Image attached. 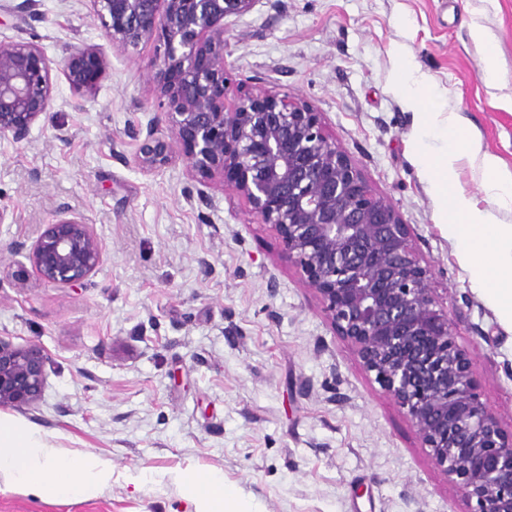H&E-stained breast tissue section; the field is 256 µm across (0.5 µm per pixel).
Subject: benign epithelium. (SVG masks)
<instances>
[{
	"mask_svg": "<svg viewBox=\"0 0 512 512\" xmlns=\"http://www.w3.org/2000/svg\"><path fill=\"white\" fill-rule=\"evenodd\" d=\"M91 2L114 49L162 38L146 81L167 110L131 131L137 168L152 174L179 156L201 185L188 201L208 204L207 188L218 182L244 197L258 222L279 231L338 335L404 410L470 512H512V434L475 390L472 359L433 295L410 225L324 134L313 105L261 82L244 92L226 84V35L260 0ZM55 68L84 97L107 58L80 48L56 64L32 42L0 46V136L23 141L47 116ZM13 251L26 252L37 280L57 288L84 285L104 257L92 225L76 217L45 225ZM45 366L39 346L0 339V408L35 404Z\"/></svg>",
	"mask_w": 512,
	"mask_h": 512,
	"instance_id": "7a95c632",
	"label": "benign epithelium"
}]
</instances>
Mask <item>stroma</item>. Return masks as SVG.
Masks as SVG:
<instances>
[{
  "label": "stroma",
  "instance_id": "stroma-1",
  "mask_svg": "<svg viewBox=\"0 0 512 512\" xmlns=\"http://www.w3.org/2000/svg\"><path fill=\"white\" fill-rule=\"evenodd\" d=\"M480 19L489 45L467 33ZM38 44L54 61L96 47V90L76 98L53 72L51 120L0 137V339L44 352L46 388L12 416L60 453L112 464L98 497L42 501L14 488L0 512H195L180 474L222 471L259 512H470L399 405L366 373L302 281L274 226L248 201L197 183L182 160L147 175L129 132L158 101L144 79L154 44L112 47L90 0H0V43ZM503 81L480 79L487 52ZM226 74L309 102L324 131L412 229L439 304L474 361L481 401L512 432V324L471 279L439 224L415 159L425 112L512 166V0H259L232 25ZM420 80L418 102L406 79ZM67 214L91 224L104 261L87 285H16L32 243ZM425 129L431 135H439L448 129H456L459 125V116L455 112H425ZM445 115V116H443Z\"/></svg>",
  "mask_w": 512,
  "mask_h": 512
}]
</instances>
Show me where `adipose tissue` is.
<instances>
[{
	"label": "adipose tissue",
	"instance_id": "obj_1",
	"mask_svg": "<svg viewBox=\"0 0 512 512\" xmlns=\"http://www.w3.org/2000/svg\"><path fill=\"white\" fill-rule=\"evenodd\" d=\"M476 161L486 176L495 208L512 209V168L483 151L477 139L458 147L420 149L419 165L439 204V222L460 252L473 260V275L502 317L512 322V224L497 221L493 210L479 209L455 180L462 157ZM178 482L197 512H254L249 501L224 485L218 471L185 473ZM112 483V465L92 452L61 456L47 436L21 420L0 413V484L29 495L60 501L90 500Z\"/></svg>",
	"mask_w": 512,
	"mask_h": 512
}]
</instances>
